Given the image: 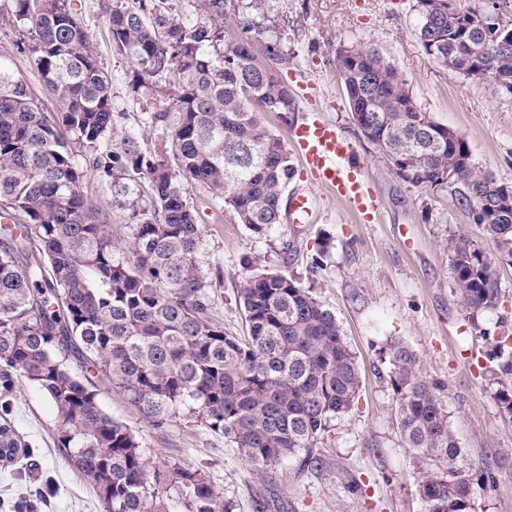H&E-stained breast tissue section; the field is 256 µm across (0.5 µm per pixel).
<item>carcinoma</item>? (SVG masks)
<instances>
[{"instance_id": "carcinoma-1", "label": "carcinoma", "mask_w": 512, "mask_h": 512, "mask_svg": "<svg viewBox=\"0 0 512 512\" xmlns=\"http://www.w3.org/2000/svg\"><path fill=\"white\" fill-rule=\"evenodd\" d=\"M199 2L204 22L176 17L157 0H108V35L132 66L134 92L150 99L163 88L168 96L149 123L169 147L152 152L134 132L109 157L113 198L128 211L126 232L116 235L81 193L88 170L74 160L77 147L102 166L110 78L64 0H13L58 111H45L25 82L0 71V210L20 223L19 233L0 234V397L22 379L44 392L57 448L102 512H232L204 467L153 466L137 435L102 407V384L154 430L179 420L224 438L262 478L298 456L307 468L321 465L310 449L361 388L336 316L292 275L262 270L244 280L243 335L213 318L216 281L199 260L203 227L182 183L206 185L239 223L266 235L281 221L296 171L259 114L286 115L295 102L277 69L257 62L249 38L224 41L231 0ZM432 10L442 20L424 51L512 96V52L478 34L476 12L414 0L417 28ZM336 69L352 119L398 159V176L450 190L469 215L481 208L487 238L511 261L512 210L495 208L505 185L481 170L468 142L419 111L406 80L374 48L338 46ZM444 247L459 310L472 320L496 307L498 277L485 252L463 233ZM489 360L512 375V336L497 337ZM389 364L400 436L421 464L428 512H472L482 474L461 447L445 384L403 343L391 345ZM18 451L0 424V461Z\"/></svg>"}]
</instances>
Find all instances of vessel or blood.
I'll return each mask as SVG.
<instances>
[{
    "instance_id": "b4317fda",
    "label": "vessel or blood",
    "mask_w": 512,
    "mask_h": 512,
    "mask_svg": "<svg viewBox=\"0 0 512 512\" xmlns=\"http://www.w3.org/2000/svg\"><path fill=\"white\" fill-rule=\"evenodd\" d=\"M292 149L317 186L345 202L351 213L374 222L378 198L355 159L352 146L333 123L313 117L291 131Z\"/></svg>"
}]
</instances>
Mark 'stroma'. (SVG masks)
I'll return each instance as SVG.
<instances>
[{"instance_id":"1","label":"stroma","mask_w":512,"mask_h":512,"mask_svg":"<svg viewBox=\"0 0 512 512\" xmlns=\"http://www.w3.org/2000/svg\"><path fill=\"white\" fill-rule=\"evenodd\" d=\"M105 0H66L82 22L91 50L111 79L112 128L100 152L118 149L138 132L147 148L164 142L146 122L149 102L131 87L127 59L113 52L107 37ZM413 0H264L254 36L258 56L279 43L277 70L295 92V112L268 113L264 125L288 138L292 126L312 116L333 123L353 146L380 199L378 222H359L346 205L295 177L291 190L315 199L310 223L282 220L259 236L239 224L207 187L189 182L185 196L204 230L203 259L220 274L213 317L238 334L244 315L238 290L251 270L271 268L296 276L336 316L357 356L362 386L347 414L334 421L314 448L317 469L291 460L259 478L223 438L196 426L153 430L110 388L100 403L140 438L157 466H204L233 512H426L417 491L419 472L398 430V405L389 380L391 344L401 342L423 360L430 377L444 382L448 409L468 457L484 478L474 494L473 512H512V415L497 395L502 379L488 355L498 336L512 335V263L495 257L481 225L458 209L448 190L402 181L378 149L353 123L343 82L336 70L340 44L369 45L407 80L418 110L456 130L469 143L481 169L512 185V97L491 84H474L438 65L415 34ZM25 24L0 0V66L23 80L44 108L55 111L34 64ZM81 189L108 223L127 216L113 206L112 176L90 169ZM464 233L495 258L501 288L498 305L468 323L451 293L448 235ZM8 424L27 453L0 467V512H101L98 498L67 463L56 445L57 419L45 394L24 382L0 404V424Z\"/></svg>"}]
</instances>
